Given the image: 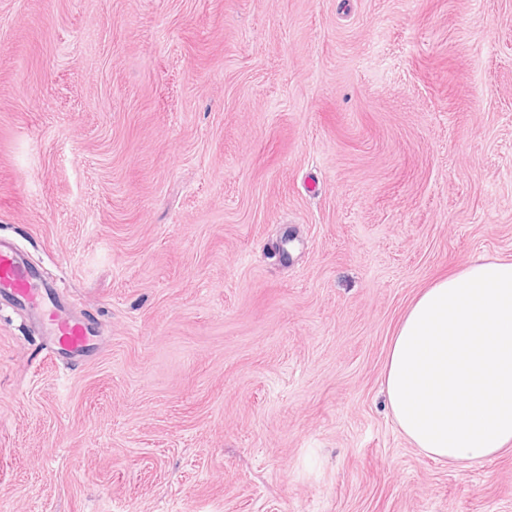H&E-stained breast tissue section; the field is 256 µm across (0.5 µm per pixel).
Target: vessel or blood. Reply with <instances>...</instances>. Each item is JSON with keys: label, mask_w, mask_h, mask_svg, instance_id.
<instances>
[{"label": "vessel or blood", "mask_w": 512, "mask_h": 512, "mask_svg": "<svg viewBox=\"0 0 512 512\" xmlns=\"http://www.w3.org/2000/svg\"><path fill=\"white\" fill-rule=\"evenodd\" d=\"M0 300L31 313L52 354L76 364L95 348L92 322L77 317L23 253L0 242Z\"/></svg>", "instance_id": "vessel-or-blood-1"}]
</instances>
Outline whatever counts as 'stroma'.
Returning a JSON list of instances; mask_svg holds the SVG:
<instances>
[{"mask_svg":"<svg viewBox=\"0 0 512 512\" xmlns=\"http://www.w3.org/2000/svg\"><path fill=\"white\" fill-rule=\"evenodd\" d=\"M0 512H512L382 390L435 279L512 259V0H0ZM1 299L35 317L43 342L57 359L77 364L94 350L98 335L92 322L74 315L23 253L0 241Z\"/></svg>","mask_w":512,"mask_h":512,"instance_id":"1","label":"stroma"}]
</instances>
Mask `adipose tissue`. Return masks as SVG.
I'll return each mask as SVG.
<instances>
[{
  "label": "adipose tissue",
  "mask_w": 512,
  "mask_h": 512,
  "mask_svg": "<svg viewBox=\"0 0 512 512\" xmlns=\"http://www.w3.org/2000/svg\"><path fill=\"white\" fill-rule=\"evenodd\" d=\"M384 391L404 437L434 461L512 448V260H473L414 299L390 342Z\"/></svg>",
  "instance_id": "ef3b65f1"
}]
</instances>
